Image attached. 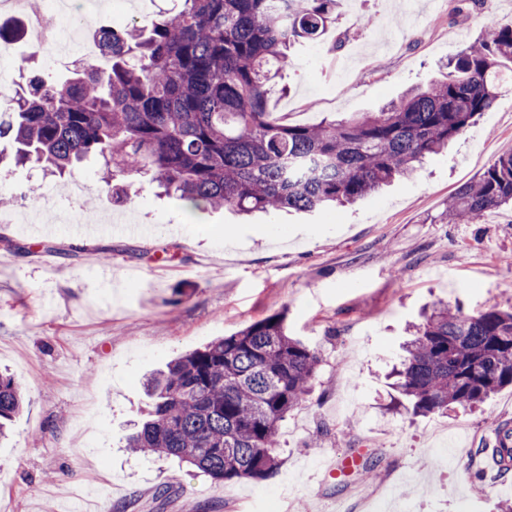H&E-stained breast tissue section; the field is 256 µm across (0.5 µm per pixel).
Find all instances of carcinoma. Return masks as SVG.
Listing matches in <instances>:
<instances>
[{
	"label": "carcinoma",
	"instance_id": "1",
	"mask_svg": "<svg viewBox=\"0 0 512 512\" xmlns=\"http://www.w3.org/2000/svg\"><path fill=\"white\" fill-rule=\"evenodd\" d=\"M177 13L100 29L110 59L75 67L52 85L41 77L0 113V140L15 165L53 174L101 161L112 200L128 199L117 176H140L191 212L314 211L370 196L462 136L505 89L512 23L461 51L448 75L378 112L317 125L271 118L268 97L288 51L317 41L337 0H183ZM512 205V153L448 202V221L471 224ZM319 362L273 312L169 363L146 381L152 403L126 447L176 458L226 484L276 469L288 412L309 392ZM413 414L472 409L512 386V312L473 314L435 305L396 370ZM24 396L0 374V437Z\"/></svg>",
	"mask_w": 512,
	"mask_h": 512
}]
</instances>
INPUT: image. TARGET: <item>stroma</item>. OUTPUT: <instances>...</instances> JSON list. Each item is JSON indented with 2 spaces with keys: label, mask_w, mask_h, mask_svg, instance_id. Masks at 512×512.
<instances>
[{
  "label": "stroma",
  "mask_w": 512,
  "mask_h": 512,
  "mask_svg": "<svg viewBox=\"0 0 512 512\" xmlns=\"http://www.w3.org/2000/svg\"><path fill=\"white\" fill-rule=\"evenodd\" d=\"M340 0L336 22L299 49L269 100L274 116L314 125L331 114L377 111L407 88L444 75V65L487 29L512 21V0ZM181 0H105L98 24L146 22ZM375 24L363 28L364 18ZM38 74L70 71L50 48L0 64L12 94L21 61ZM512 152V92L502 93L447 153L424 161L354 205L313 214L230 210L187 213L143 178L126 204H113L99 166L70 181L19 167L0 175V367L26 396L9 440L0 442V512H45L58 495L98 481L112 487L107 512H503L512 494L488 479L475 493L463 470L512 420V387L480 408L449 407L412 417L392 388L413 325L445 301L472 313L512 309V208L475 224H452L448 200L499 156ZM35 184L24 200L14 187ZM68 216L111 215L146 224L149 236L32 239L15 224L38 202ZM182 227L171 237L167 227ZM110 249L102 260V249ZM286 310L288 331L320 361L304 401L279 431L277 469L262 480L221 484L151 454H131L126 437L149 399L144 379L173 359ZM444 423L460 444L458 465L434 464L427 429ZM366 465L331 480L322 460L353 449Z\"/></svg>",
  "instance_id": "1"
}]
</instances>
